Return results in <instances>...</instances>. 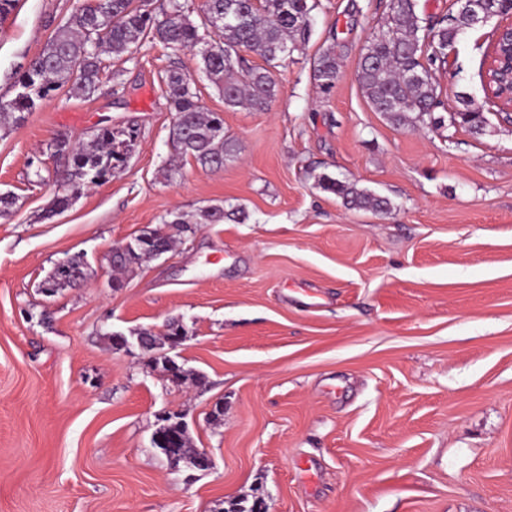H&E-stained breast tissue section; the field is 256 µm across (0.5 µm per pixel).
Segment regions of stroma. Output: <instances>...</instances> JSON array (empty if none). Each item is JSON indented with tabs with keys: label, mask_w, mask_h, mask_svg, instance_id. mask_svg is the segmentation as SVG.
<instances>
[{
	"label": "stroma",
	"mask_w": 512,
	"mask_h": 512,
	"mask_svg": "<svg viewBox=\"0 0 512 512\" xmlns=\"http://www.w3.org/2000/svg\"><path fill=\"white\" fill-rule=\"evenodd\" d=\"M82 0H14L0 15V96ZM388 0H316L309 41L276 71L267 110L225 106L190 51L143 41L89 98L53 92L0 130V512H512V125L478 76L493 23L466 30L437 74L492 133L394 126L357 79ZM336 58L330 92L313 79ZM194 72L235 150L220 169L175 154L162 70ZM132 135L122 169L48 215L58 135ZM328 174L386 197L374 213L323 191ZM219 206L110 286L112 247L171 214ZM86 277L46 296L54 267ZM180 322L174 385L109 333ZM186 413L211 470L154 446ZM338 68L336 58L330 52H324L313 63V78L320 88L331 89L336 82ZM85 276V262L79 254L67 258L58 264L41 282L39 289L47 296H53L60 290L74 286Z\"/></svg>",
	"instance_id": "1"
}]
</instances>
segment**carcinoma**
Instances as JSON below:
<instances>
[{
	"label": "carcinoma",
	"mask_w": 512,
	"mask_h": 512,
	"mask_svg": "<svg viewBox=\"0 0 512 512\" xmlns=\"http://www.w3.org/2000/svg\"><path fill=\"white\" fill-rule=\"evenodd\" d=\"M152 0H105L93 8L82 6L49 38L15 82L11 99L0 97V120L21 119L52 92L68 87L76 97L90 98L107 74L106 57L131 55L146 39L175 50H189L198 57V69L215 85L229 107L266 110L275 96L276 76L266 67L248 64L242 52H254L267 64L290 58L312 32L310 0H203L201 23H193L179 0L155 15ZM512 11V0H468L456 13L432 18L419 13L418 0H390L388 28L372 37L361 58L357 78L371 108L393 125L416 129L449 123L473 135H484L490 124L474 103L458 98L455 116L435 115L444 103L438 92L436 62H445V50L459 36L475 27L473 13L496 18ZM336 58L329 52L313 63V78L327 91L336 82ZM162 80L175 113L172 141L175 150L203 167L220 169L224 156L234 151V140L224 136V119L205 110L192 90V76L169 64ZM51 147L58 156L70 158L60 178L50 212L65 210L82 191L97 186L124 163L131 140H119L110 128H102L86 144H72L65 136ZM321 188L343 203L373 212H387L390 201L357 183L324 175ZM174 237H159L147 231L129 242L114 267L120 275L114 287H124L121 275L145 258L170 251ZM85 276L82 256L73 255L58 264L41 282L47 296L74 286ZM185 335L184 327L171 321L163 336H153L152 352L164 348L173 337Z\"/></svg>",
	"instance_id": "obj_1"
}]
</instances>
